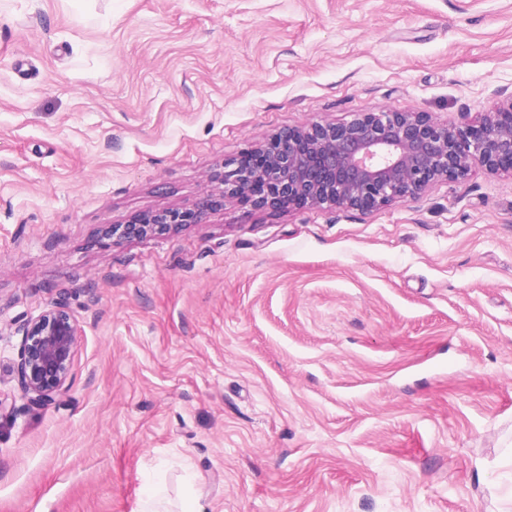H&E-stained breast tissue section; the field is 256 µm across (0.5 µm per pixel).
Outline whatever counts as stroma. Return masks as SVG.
<instances>
[{
	"instance_id": "1",
	"label": "stroma",
	"mask_w": 512,
	"mask_h": 512,
	"mask_svg": "<svg viewBox=\"0 0 512 512\" xmlns=\"http://www.w3.org/2000/svg\"><path fill=\"white\" fill-rule=\"evenodd\" d=\"M512 98V0H0V331L64 299L71 389L0 363V512H512V174L364 213L219 197L285 126ZM216 202V199H207L202 209L197 211L157 210L130 224L112 225V236L118 234L119 237L128 239L161 236L183 224H198L204 208L212 207ZM207 502L198 495H195L187 505L177 508L168 507V502L164 498L162 490H156L150 493L143 507V512H209Z\"/></svg>"
}]
</instances>
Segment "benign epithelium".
I'll return each instance as SVG.
<instances>
[{
    "instance_id": "obj_1",
    "label": "benign epithelium",
    "mask_w": 512,
    "mask_h": 512,
    "mask_svg": "<svg viewBox=\"0 0 512 512\" xmlns=\"http://www.w3.org/2000/svg\"><path fill=\"white\" fill-rule=\"evenodd\" d=\"M512 173V100L464 127L427 112L381 110L343 123L285 127L224 163L222 197L256 210L336 206L371 212L405 202L475 168ZM202 211L161 209L112 234L161 236L197 224ZM16 394L41 405L70 388L78 320L60 299L14 329Z\"/></svg>"
}]
</instances>
